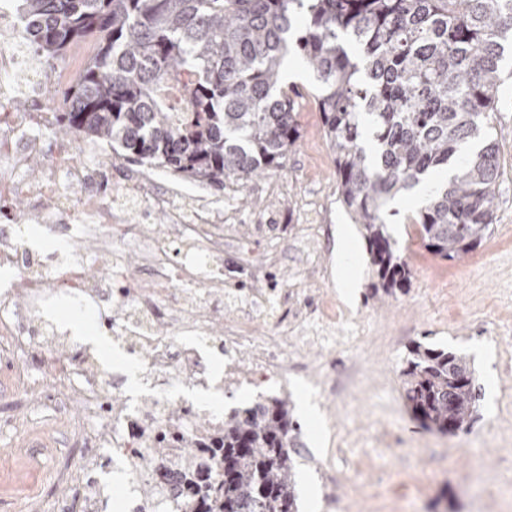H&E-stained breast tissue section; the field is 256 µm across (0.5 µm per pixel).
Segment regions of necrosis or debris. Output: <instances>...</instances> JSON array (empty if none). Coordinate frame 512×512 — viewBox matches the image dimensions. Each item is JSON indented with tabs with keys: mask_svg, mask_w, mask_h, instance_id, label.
I'll return each mask as SVG.
<instances>
[{
	"mask_svg": "<svg viewBox=\"0 0 512 512\" xmlns=\"http://www.w3.org/2000/svg\"><path fill=\"white\" fill-rule=\"evenodd\" d=\"M44 62L31 49L25 26L11 0H0V267L11 273L0 296V352L8 354L15 374L0 381V398L9 397L16 412L0 418V434L25 439L17 412L25 390L24 373L38 364L51 385L46 407L67 416V449L56 455V476L70 478L75 512H104L105 501L88 473L98 466L103 449L124 464L133 492L130 512H146L137 493L152 485L171 512H180L189 485L184 447L207 456L224 434L223 411L204 397L224 388L214 378L203 346L214 324L224 320V211L202 197L157 188L153 168L127 170L107 165L72 163L81 145L75 139H47L54 111L40 97ZM33 100L28 111L13 109L16 97ZM44 158L40 178L30 179L29 158ZM28 200L30 214L12 203ZM163 213V233L148 237L145 224ZM21 224H43L59 246L49 257L27 250L17 232ZM97 242L94 255L76 249L77 240ZM141 251L145 277L124 272L125 247ZM67 297L107 312L106 326L114 340L134 344V362L154 388V404L130 410L115 405L122 379L90 370L87 359L68 355L64 338L42 316L47 301ZM237 322L227 327L220 343L224 367L245 371L253 386H288V349L275 338L256 361L240 366L236 354L245 341L244 327L268 319L270 292L237 296ZM186 385L199 399L189 403L173 389ZM80 415H72V407ZM165 455H156L158 447Z\"/></svg>",
	"mask_w": 512,
	"mask_h": 512,
	"instance_id": "1",
	"label": "necrosis or debris"
}]
</instances>
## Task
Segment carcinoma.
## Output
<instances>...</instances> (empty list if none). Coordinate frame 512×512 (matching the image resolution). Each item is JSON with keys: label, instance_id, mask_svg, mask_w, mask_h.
Listing matches in <instances>:
<instances>
[{"label": "carcinoma", "instance_id": "1", "mask_svg": "<svg viewBox=\"0 0 512 512\" xmlns=\"http://www.w3.org/2000/svg\"><path fill=\"white\" fill-rule=\"evenodd\" d=\"M27 38L46 58L74 42L97 52L52 100L64 135L101 140L120 157L224 187L281 165L298 138L294 100L281 84L295 39L319 83V105L339 175L338 194L368 241L388 296L408 271L386 232L384 207L428 176L417 224L446 259L475 250L499 201L492 112L512 46V0H20ZM196 113L174 124L156 90L185 71ZM421 426L454 435L478 394L463 354L423 346L401 371ZM297 425L286 398L224 417L212 449L217 478L200 469L184 512H297Z\"/></svg>", "mask_w": 512, "mask_h": 512}]
</instances>
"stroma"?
I'll return each mask as SVG.
<instances>
[{
    "instance_id": "stroma-1",
    "label": "stroma",
    "mask_w": 512,
    "mask_h": 512,
    "mask_svg": "<svg viewBox=\"0 0 512 512\" xmlns=\"http://www.w3.org/2000/svg\"><path fill=\"white\" fill-rule=\"evenodd\" d=\"M293 74L283 83L298 92L300 139L283 164L247 180L225 179L206 192L224 208V282L251 288L247 262H273L274 282L288 288L273 312L286 323L272 332L249 325L250 359L265 336L288 347V388H256L228 380L224 411L287 394L299 429V479L315 489L317 512H503L507 498L479 492L474 464L512 487V58L502 62L504 83L492 133L500 153L501 196L490 231L462 259L446 260L424 245L414 222L419 204L396 200L387 231L409 270L407 292L372 293L376 274L367 241L357 235L355 256L364 267L358 300L346 305L336 287V252L345 241L336 227L352 223L336 192L333 152L325 136L311 71L292 51ZM335 306V343L300 344L290 324L303 302ZM465 354L476 369L478 416L453 435L424 429L403 397L401 370L415 343ZM48 388L31 381L22 396L27 426L36 437L63 442L64 420L43 408ZM316 423L298 412L301 401Z\"/></svg>"
}]
</instances>
